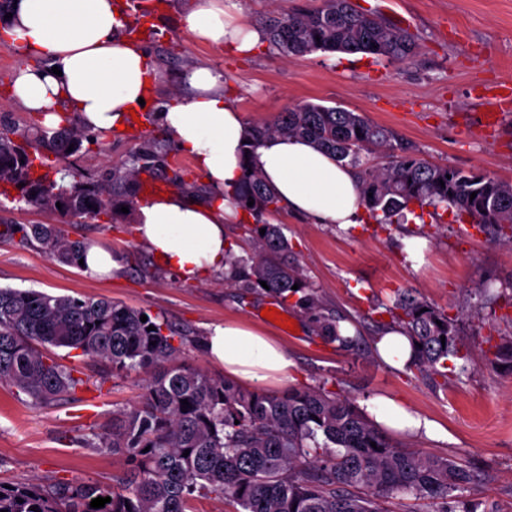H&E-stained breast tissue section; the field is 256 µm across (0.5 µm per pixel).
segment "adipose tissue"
Here are the masks:
<instances>
[{
	"instance_id": "1",
	"label": "adipose tissue",
	"mask_w": 512,
	"mask_h": 512,
	"mask_svg": "<svg viewBox=\"0 0 512 512\" xmlns=\"http://www.w3.org/2000/svg\"><path fill=\"white\" fill-rule=\"evenodd\" d=\"M239 0H193L183 15L186 30L199 42L239 54L264 41L261 30L241 20ZM4 37L40 66L17 71L12 99L25 111L53 124L61 113L81 126L106 134L124 126L130 110L161 78L143 47L120 37L126 17L118 0H16ZM187 93L160 114L177 150L190 157L209 187L198 202L172 190L139 199L134 235L156 262L180 280L195 282L224 268L226 224L240 217L229 192L241 175V154L249 125L224 93V75L199 66L183 76ZM252 162L289 211L318 224L360 223L365 206L356 171L341 165L308 140L271 136L259 143ZM207 358L223 366L241 385H280L291 362L283 345L260 328L237 322L214 326L204 342ZM377 423L397 431L438 432L390 399L372 403Z\"/></svg>"
}]
</instances>
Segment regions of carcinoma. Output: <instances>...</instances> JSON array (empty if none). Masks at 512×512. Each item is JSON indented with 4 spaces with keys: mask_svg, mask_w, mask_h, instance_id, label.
Here are the masks:
<instances>
[{
    "mask_svg": "<svg viewBox=\"0 0 512 512\" xmlns=\"http://www.w3.org/2000/svg\"><path fill=\"white\" fill-rule=\"evenodd\" d=\"M261 27L266 40L286 56L361 53L403 63L417 52L410 33L373 13L358 12L351 0H321L318 7L271 14L261 19ZM275 135L306 138L355 169L363 203L379 224H391L415 206L444 205L455 209L458 219L496 232L512 226L511 183L432 164L358 112L305 101L250 124L247 160L232 197L253 219L240 225L251 252L243 258L234 247L226 249L224 283L245 294L297 297L312 334L339 340L344 348L356 342L339 334L346 317L327 308L312 287L292 256L283 225L267 221L279 210V200L248 156L262 139ZM95 139L68 114L50 130H20L0 121V183L13 186L18 200L30 207L82 222L112 220L121 207H134L140 175L158 170L163 141L149 142L129 164L85 186L35 174L26 152L31 148L65 162L83 141ZM376 148L387 152L388 163H362L363 154ZM3 240L20 249L36 244L68 266H79L83 257L82 242L54 224H1ZM385 312L389 320L378 322L377 331L403 330L413 348L410 366L420 374L446 380L448 359L466 358L458 318L412 291H397ZM144 314L108 299L0 288V382L12 384L36 404L70 401L87 384L77 370L45 352L48 346L78 350L116 373L147 376L144 399L114 411L107 430L84 439L89 448L125 457L128 468L118 486L0 482V512H32L34 506L41 512H192L196 496L209 494L232 502L236 512H387L383 504L398 493L431 500L437 512H495L464 497L476 480L467 465L397 446L353 399L323 384L270 392L213 377L182 363V333L158 315H147L143 322ZM485 356L512 370V335L489 346ZM97 497L111 502L93 509L90 502Z\"/></svg>",
    "mask_w": 512,
    "mask_h": 512,
    "instance_id": "carcinoma-1",
    "label": "carcinoma"
}]
</instances>
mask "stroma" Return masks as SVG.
I'll use <instances>...</instances> for the list:
<instances>
[{
	"mask_svg": "<svg viewBox=\"0 0 512 512\" xmlns=\"http://www.w3.org/2000/svg\"><path fill=\"white\" fill-rule=\"evenodd\" d=\"M351 2L407 29L419 46L416 55L404 63L320 51L287 58L266 43L241 56L192 38L182 25L190 0H121L128 21L144 26L140 44L164 80L149 94L144 126L98 136L72 156L81 180L100 179L124 166L148 139L165 137L158 112L183 93L184 71L207 65L223 72L225 92L246 121L269 119L303 100L336 106L391 129L431 162L512 182V110L502 114L496 129L482 127L487 95L502 91L512 98V0ZM23 60L22 53L0 48V120L21 129L41 120L11 101ZM271 220L283 225L324 302L345 316L379 319L382 305L392 304L394 290L403 288L458 317L463 350L470 357L468 376L458 377L456 368H449L447 385L439 387L416 370L389 367L378 358L369 329L354 350H343L313 336L294 302L242 295L226 287L220 273L197 283L179 281L136 240L131 213L110 223H76L0 195V224H58L70 239H97L120 263L112 277L100 279L50 260L39 248L3 242L0 287L106 298L162 315L187 336L185 363L215 377L224 369L204 354L208 330L227 320L257 325L288 352L292 365L286 385L323 383L362 408L388 397L434 421L437 439L398 432L393 438L412 450L461 460L480 474L466 497L497 512H512V372L490 365L482 355L489 341L512 334V248L491 230L457 221L451 209L435 213L427 208L422 222L384 226L366 216L347 229L312 223L285 208ZM408 237L419 239L421 260L407 253ZM268 307L295 320L298 333L263 318ZM58 356L87 381L75 401L41 407L11 384L0 383V481L112 483L124 472L122 457L84 447L82 439L110 426L113 410L143 399V377L114 373L77 350Z\"/></svg>",
	"mask_w": 512,
	"mask_h": 512,
	"instance_id": "1",
	"label": "stroma"
}]
</instances>
